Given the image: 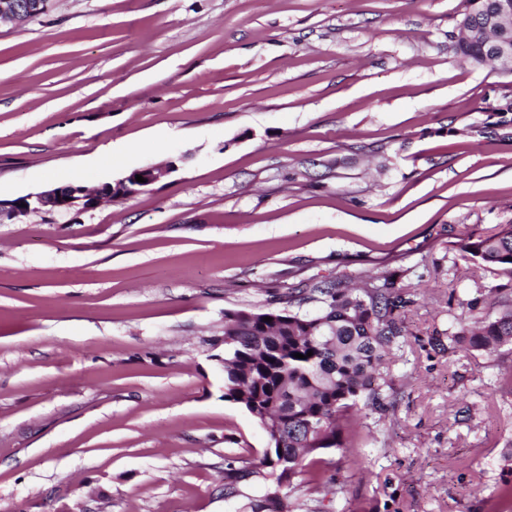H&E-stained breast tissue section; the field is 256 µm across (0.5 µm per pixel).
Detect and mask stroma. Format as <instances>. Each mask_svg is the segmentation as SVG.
Wrapping results in <instances>:
<instances>
[{
  "instance_id": "1",
  "label": "stroma",
  "mask_w": 512,
  "mask_h": 512,
  "mask_svg": "<svg viewBox=\"0 0 512 512\" xmlns=\"http://www.w3.org/2000/svg\"><path fill=\"white\" fill-rule=\"evenodd\" d=\"M460 10L53 0L0 22L1 200L177 165L0 220V512H250L224 459L268 436L224 396L225 311L390 275L409 303L388 409L289 512H512V345L448 346L512 301V274L459 251L512 224V76L455 54ZM177 165L168 161L163 165L146 166L97 188V193L80 184H70L30 193L20 200H0V220L2 217L17 218L31 213L41 212H83L95 208L104 200L129 198L139 193L135 186H150L176 172ZM136 175H141L146 182L136 181ZM27 207H21V204Z\"/></svg>"
}]
</instances>
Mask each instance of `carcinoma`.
<instances>
[{
    "label": "carcinoma",
    "mask_w": 512,
    "mask_h": 512,
    "mask_svg": "<svg viewBox=\"0 0 512 512\" xmlns=\"http://www.w3.org/2000/svg\"><path fill=\"white\" fill-rule=\"evenodd\" d=\"M457 27L450 39L458 56L474 66L499 62L512 73V0H463ZM459 249L479 265L512 274V224L469 237ZM303 303L316 304V311L294 309ZM407 303L388 279L354 289L338 278L302 284L282 308L224 312V396L274 443L273 453L244 467L236 466L239 457L226 458L224 497L236 496L237 483L254 477L262 495L250 502L251 512H284V490L336 483L325 455L332 448L362 455L349 427L362 411L386 408L392 385L380 368L405 334L399 311ZM503 344H512V306L448 336L452 349L491 353Z\"/></svg>",
    "instance_id": "1"
}]
</instances>
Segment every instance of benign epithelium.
Listing matches in <instances>:
<instances>
[{
    "instance_id": "7a95c632",
    "label": "benign epithelium",
    "mask_w": 512,
    "mask_h": 512,
    "mask_svg": "<svg viewBox=\"0 0 512 512\" xmlns=\"http://www.w3.org/2000/svg\"><path fill=\"white\" fill-rule=\"evenodd\" d=\"M52 0H26L20 8L16 0H0V20H8L18 26L27 23L31 16L48 12ZM177 171V165L168 161L163 165L146 166L127 174L112 183H107L92 192L80 184H70L30 193L20 200H0V218H17L41 212H83L95 208L104 200L129 198L138 191L135 186H150ZM146 182L139 183L136 176Z\"/></svg>"
}]
</instances>
